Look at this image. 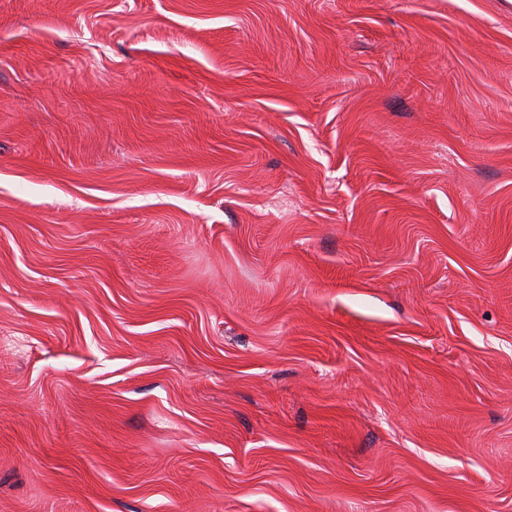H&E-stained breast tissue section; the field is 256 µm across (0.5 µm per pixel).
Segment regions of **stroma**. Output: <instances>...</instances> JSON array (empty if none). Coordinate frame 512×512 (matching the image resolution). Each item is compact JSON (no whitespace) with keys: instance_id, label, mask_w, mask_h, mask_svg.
I'll return each mask as SVG.
<instances>
[{"instance_id":"35a3bbf8","label":"stroma","mask_w":512,"mask_h":512,"mask_svg":"<svg viewBox=\"0 0 512 512\" xmlns=\"http://www.w3.org/2000/svg\"><path fill=\"white\" fill-rule=\"evenodd\" d=\"M0 512H512V0H0Z\"/></svg>"}]
</instances>
